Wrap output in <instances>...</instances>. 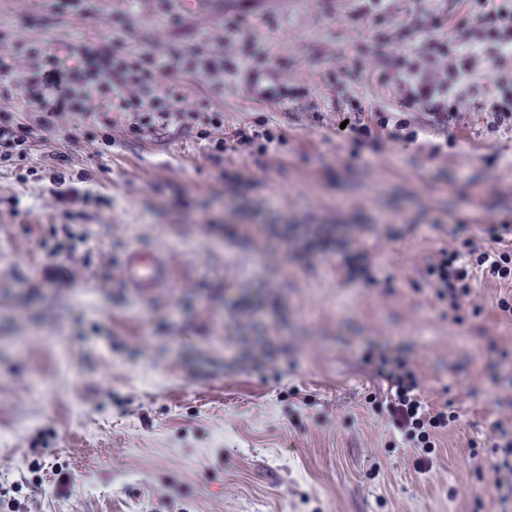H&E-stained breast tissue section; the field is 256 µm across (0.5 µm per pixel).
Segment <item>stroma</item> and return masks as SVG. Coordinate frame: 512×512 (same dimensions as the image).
Segmentation results:
<instances>
[{
	"label": "stroma",
	"mask_w": 512,
	"mask_h": 512,
	"mask_svg": "<svg viewBox=\"0 0 512 512\" xmlns=\"http://www.w3.org/2000/svg\"><path fill=\"white\" fill-rule=\"evenodd\" d=\"M409 9L391 0L376 31L355 0H89L68 14L0 0V47L60 56L122 37L167 57L161 87L224 113L206 139L106 135L66 113L36 129L26 161L0 162V512H512L472 454L512 427L505 288L478 282L453 315L424 279L437 250L487 242L512 211V132H487L467 100L434 157L332 133L350 98L397 111L379 39ZM228 19L245 41L226 39ZM248 45L268 82L309 98L264 100L184 65ZM357 62V84L338 86ZM246 123L280 142L212 158ZM309 224L367 252L371 281L308 257ZM46 241L63 248L55 283L41 279ZM135 246L169 255V288L123 287ZM383 348L457 416L430 464L365 404L386 383L363 355Z\"/></svg>",
	"instance_id": "1"
}]
</instances>
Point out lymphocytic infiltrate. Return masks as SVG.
<instances>
[{"mask_svg": "<svg viewBox=\"0 0 512 512\" xmlns=\"http://www.w3.org/2000/svg\"><path fill=\"white\" fill-rule=\"evenodd\" d=\"M464 3L466 14L455 22L448 37L443 33L445 17L431 12L425 0H415L418 25L400 27L395 34L397 40L410 43V51L380 55V79L394 84L398 106L420 108L422 119L393 122L381 112L369 122L358 105L338 113V121L345 124L338 137L377 143L381 131L386 130L391 140L414 145L426 129L444 131L457 125L459 105L466 99L476 100L487 132H512V0ZM70 49L80 58V68H63L54 56L46 54L24 73L16 72L11 49L0 50V86L22 84L24 106L37 114L41 126H55L59 116L68 113L107 129L123 125L129 136L139 139L172 126L185 130L199 125L223 127L222 112L211 110L204 102L185 105L178 90L160 88L155 57L132 50L124 39H113L107 45L84 40L71 44ZM188 65L196 74L224 72L239 77L257 86L259 95L267 100L295 101L303 96L292 88L260 86L246 54L228 61L197 54ZM128 87L136 88L135 97L124 96ZM102 93L111 95V102L90 111L89 102ZM33 135L32 128L15 116H0V158L25 161ZM490 240L486 247L468 237L458 247L439 250L427 269L436 300L460 310L479 275L512 284V244H506L496 232ZM376 373L387 382L388 395L373 402V410L384 412L391 428L412 448L426 456L434 454L437 432L455 422V414L444 407L428 406L418 373L407 360L380 356ZM486 446L494 488L500 499H507L512 496V438L502 424H495Z\"/></svg>", "mask_w": 512, "mask_h": 512, "instance_id": "lymphocytic-infiltrate-1", "label": "lymphocytic infiltrate"}]
</instances>
